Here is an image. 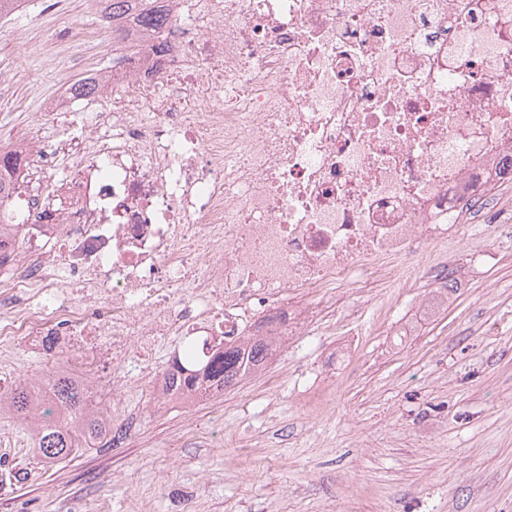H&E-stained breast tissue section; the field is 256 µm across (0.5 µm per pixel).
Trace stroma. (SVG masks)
Instances as JSON below:
<instances>
[{"label":"stroma","mask_w":512,"mask_h":512,"mask_svg":"<svg viewBox=\"0 0 512 512\" xmlns=\"http://www.w3.org/2000/svg\"><path fill=\"white\" fill-rule=\"evenodd\" d=\"M112 64L100 16L81 0H27L0 20V148L37 138L67 86ZM484 218L459 228L469 276L430 314V272L414 288L336 291L362 308V336L289 339L266 366L206 409L140 406L124 447L49 464L0 409V512H512V236L488 248ZM18 337L0 380L68 369Z\"/></svg>","instance_id":"35a3bbf8"}]
</instances>
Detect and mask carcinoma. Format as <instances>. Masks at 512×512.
Here are the masks:
<instances>
[{
	"mask_svg": "<svg viewBox=\"0 0 512 512\" xmlns=\"http://www.w3.org/2000/svg\"><path fill=\"white\" fill-rule=\"evenodd\" d=\"M108 15L118 31L115 20L127 12L135 14L137 23L144 30H159L167 23L163 0H109ZM271 354L267 344L251 346L247 356L236 346L224 345V351L205 358L182 359L179 370L185 373L187 382L195 383V372L206 370V379L221 377L229 387L242 379L243 362L256 366L265 362ZM50 399L42 398L38 386L27 383L7 392L6 401L16 416L31 428L43 459L56 462L68 458L78 450L104 439L102 418L91 407L84 388L67 372L47 375Z\"/></svg>",
	"mask_w": 512,
	"mask_h": 512,
	"instance_id": "1",
	"label": "carcinoma"
}]
</instances>
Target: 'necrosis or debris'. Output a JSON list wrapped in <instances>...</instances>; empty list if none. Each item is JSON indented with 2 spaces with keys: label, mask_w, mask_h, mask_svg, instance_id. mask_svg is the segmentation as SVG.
<instances>
[{
  "label": "necrosis or debris",
  "mask_w": 512,
  "mask_h": 512,
  "mask_svg": "<svg viewBox=\"0 0 512 512\" xmlns=\"http://www.w3.org/2000/svg\"><path fill=\"white\" fill-rule=\"evenodd\" d=\"M109 72L102 112L54 108L14 146L22 225L0 226V344L39 337L105 398L196 404L158 347L312 335L317 288L413 283L468 204L512 180V0H167Z\"/></svg>",
  "instance_id": "obj_1"
}]
</instances>
